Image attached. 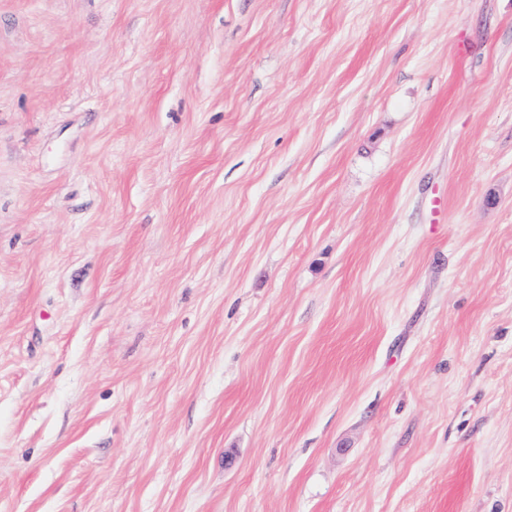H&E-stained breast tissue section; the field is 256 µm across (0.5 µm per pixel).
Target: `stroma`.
<instances>
[{
	"instance_id": "obj_1",
	"label": "stroma",
	"mask_w": 512,
	"mask_h": 512,
	"mask_svg": "<svg viewBox=\"0 0 512 512\" xmlns=\"http://www.w3.org/2000/svg\"><path fill=\"white\" fill-rule=\"evenodd\" d=\"M0 512H512V0H0Z\"/></svg>"
}]
</instances>
